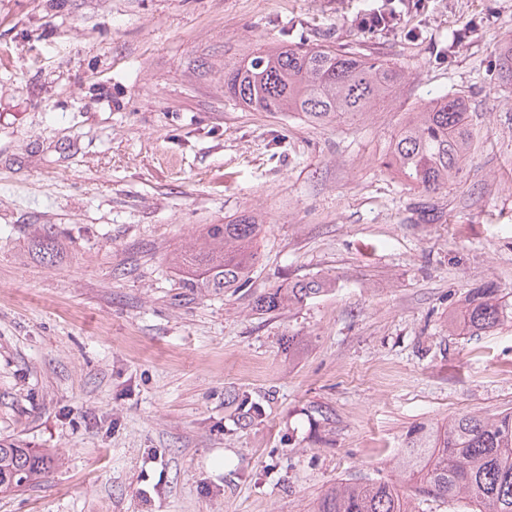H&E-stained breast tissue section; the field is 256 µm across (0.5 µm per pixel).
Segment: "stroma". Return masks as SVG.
<instances>
[{"mask_svg":"<svg viewBox=\"0 0 512 512\" xmlns=\"http://www.w3.org/2000/svg\"><path fill=\"white\" fill-rule=\"evenodd\" d=\"M384 4L401 26L358 27ZM510 38L512 0H0V441L52 458L0 512H314L379 476L408 496L411 429L512 408V318L448 332L484 283L512 304ZM320 44L402 81L325 125L225 96V68ZM446 93L475 149L425 194L384 161ZM243 214L248 280L184 288L172 257ZM326 283L321 280L313 279L307 282L288 285L287 288H275L260 296L256 301V307L265 310H275L284 305L302 303L308 298L323 293Z\"/></svg>","mask_w":512,"mask_h":512,"instance_id":"stroma-1","label":"stroma"}]
</instances>
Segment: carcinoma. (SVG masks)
I'll list each match as a JSON object with an SVG mask.
<instances>
[{"label": "carcinoma", "instance_id": "obj_1", "mask_svg": "<svg viewBox=\"0 0 512 512\" xmlns=\"http://www.w3.org/2000/svg\"><path fill=\"white\" fill-rule=\"evenodd\" d=\"M401 78L395 65L350 48L283 46L257 53L224 71V93L256 112H301L324 123L363 114L388 95ZM467 104L441 95L408 113L385 166L413 188L434 193L457 182L473 147ZM261 224L243 215L209 224L205 241L176 261L192 267L184 288L220 294L240 287L258 261ZM313 279L260 296L265 310L302 303L325 291ZM508 305L493 283L465 299L450 327L471 336L499 326ZM401 466L413 495L468 497L475 512H512V411L494 418L463 413L442 426H419L407 436ZM48 456L18 442H0V493L29 487L46 472ZM316 512H407L406 498L386 480L345 482L329 489Z\"/></svg>", "mask_w": 512, "mask_h": 512}]
</instances>
